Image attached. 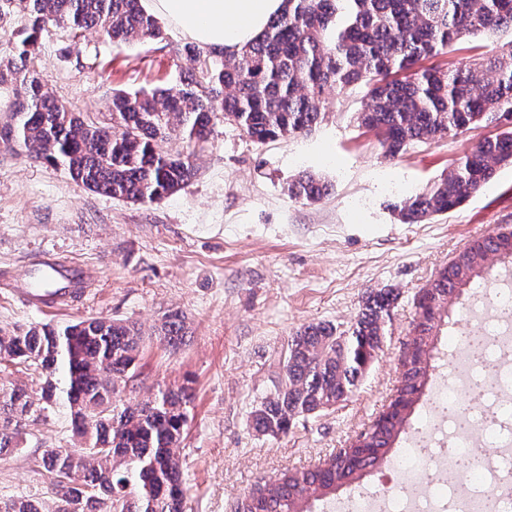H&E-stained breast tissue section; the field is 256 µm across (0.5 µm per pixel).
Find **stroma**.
<instances>
[{"instance_id":"35a3bbf8","label":"stroma","mask_w":512,"mask_h":512,"mask_svg":"<svg viewBox=\"0 0 512 512\" xmlns=\"http://www.w3.org/2000/svg\"><path fill=\"white\" fill-rule=\"evenodd\" d=\"M184 45L171 27L161 41L118 44L92 29L72 46L53 29L38 43L52 95L86 112L105 111L116 89L178 84L191 67ZM367 92L363 84L327 90L323 121L289 139L259 143L216 122L192 158V179L152 204L90 192L63 168L0 145V330L105 318L147 331L169 313L186 317L185 345L172 351L146 339L137 377L121 392L126 401L187 387L183 512H236L282 470L315 468L349 447L395 393L424 289L470 241L512 227V165L457 208L400 223L395 204L498 129L473 125L389 159L357 123ZM305 170L331 183L329 196L289 198L288 182ZM47 256L81 265L87 286L56 307L26 305L9 283ZM383 288L397 298L383 347L354 393L286 435H258L251 413L272 390L295 332L348 326ZM48 445H74L59 405L31 417L20 451L0 463V499L45 496L39 459Z\"/></svg>"}]
</instances>
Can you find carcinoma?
Segmentation results:
<instances>
[{
	"label": "carcinoma",
	"instance_id": "carcinoma-1",
	"mask_svg": "<svg viewBox=\"0 0 512 512\" xmlns=\"http://www.w3.org/2000/svg\"><path fill=\"white\" fill-rule=\"evenodd\" d=\"M50 27L72 41L95 29L117 43L159 39L162 30L141 0H0V31L14 41V55L0 60V89L13 94L0 143L64 166L95 193L134 204L161 200L191 179L194 166L191 154L160 151L157 141L176 134L201 149L221 119L260 142L294 137L322 121L326 89L361 82L369 90L359 119L389 157L483 122L501 129L404 201L403 222L418 224L461 205L500 166L512 165V40L490 57L450 68L421 65L464 38L512 33V0H285L260 39L231 54L189 43L184 51L193 66L180 85L115 91L107 111L95 113L50 93L38 55ZM287 191L313 203L329 188L304 173ZM491 255L512 262V232L473 240L432 281L397 393L364 439L314 469L283 471L271 489L245 497L238 512H309V497L333 498L388 458L427 388L434 340L450 324L452 303L484 279ZM395 300L393 290H379L348 328L317 323L291 337L279 385L252 411L254 430L286 435L297 419L351 395L381 350ZM157 337L179 348L184 317L167 315ZM142 340L135 325L102 319L0 331V361L44 377L36 398L23 386H0V462L18 449L25 422L56 404L68 409L81 443L43 450L48 499L0 502V512H28L32 502L40 512H182L189 395L159 388L147 399L117 403L120 387L135 376Z\"/></svg>",
	"mask_w": 512,
	"mask_h": 512
}]
</instances>
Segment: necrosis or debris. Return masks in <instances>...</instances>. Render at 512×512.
<instances>
[{"label": "necrosis or debris", "mask_w": 512, "mask_h": 512, "mask_svg": "<svg viewBox=\"0 0 512 512\" xmlns=\"http://www.w3.org/2000/svg\"><path fill=\"white\" fill-rule=\"evenodd\" d=\"M473 334L457 337L451 363L417 431L383 487L336 502L337 512H512V278L474 290Z\"/></svg>", "instance_id": "4bbe7bcc"}]
</instances>
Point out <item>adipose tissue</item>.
Segmentation results:
<instances>
[{"label": "adipose tissue", "mask_w": 512, "mask_h": 512, "mask_svg": "<svg viewBox=\"0 0 512 512\" xmlns=\"http://www.w3.org/2000/svg\"><path fill=\"white\" fill-rule=\"evenodd\" d=\"M148 13L201 48L231 52L259 39L284 0H142Z\"/></svg>", "instance_id": "ef3b65f1"}]
</instances>
